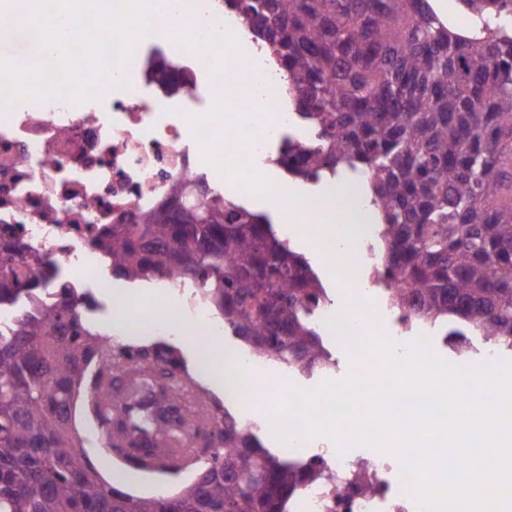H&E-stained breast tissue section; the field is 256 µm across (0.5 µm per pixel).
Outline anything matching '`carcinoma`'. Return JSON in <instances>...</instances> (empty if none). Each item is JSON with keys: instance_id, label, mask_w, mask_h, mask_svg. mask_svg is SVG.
Here are the masks:
<instances>
[{"instance_id": "1", "label": "carcinoma", "mask_w": 512, "mask_h": 512, "mask_svg": "<svg viewBox=\"0 0 512 512\" xmlns=\"http://www.w3.org/2000/svg\"><path fill=\"white\" fill-rule=\"evenodd\" d=\"M286 79L296 122L287 173L319 182L361 174L381 218L373 248L394 308L448 326L460 355L481 339L512 351V0H460V32L429 0H224ZM176 183L161 209L114 224L98 242L118 277L192 281L260 358L312 374L332 354L312 314L326 292L307 259L259 213L212 196L190 205ZM0 512H286L312 468L284 460L219 403L189 404L206 467L172 496L133 497L104 482L76 446L71 401L91 363L151 369L161 409L180 410L177 368L159 348L115 346L85 296L46 304L0 261Z\"/></svg>"}]
</instances>
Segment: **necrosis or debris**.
Segmentation results:
<instances>
[{"instance_id": "4bbe7bcc", "label": "necrosis or debris", "mask_w": 512, "mask_h": 512, "mask_svg": "<svg viewBox=\"0 0 512 512\" xmlns=\"http://www.w3.org/2000/svg\"><path fill=\"white\" fill-rule=\"evenodd\" d=\"M229 55L235 77L225 82ZM108 68L127 87L94 92L78 105L61 97L0 109V251L21 276L45 279L48 302L60 285L79 288L85 276L105 273L106 256L94 244L101 230L136 223L173 184L189 187L195 199L259 190V159L287 127L281 75L223 0H174L154 16L132 59ZM221 98L249 110L226 122ZM35 253L48 256L52 269H35ZM378 269L376 256L360 248L345 288L362 295ZM340 312L369 335L380 322L410 330L380 299L362 295ZM294 455L323 475L293 498L291 512H417L397 455L329 448Z\"/></svg>"}]
</instances>
